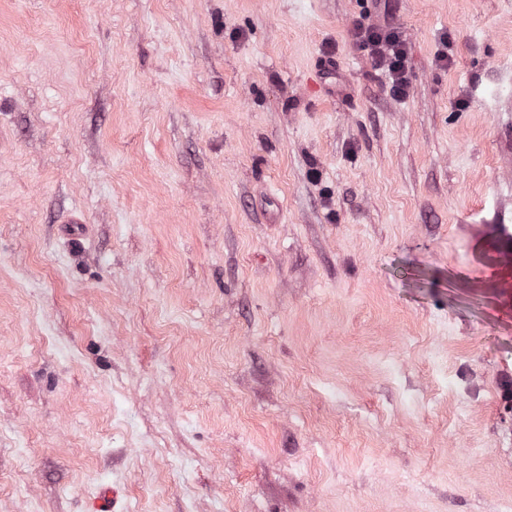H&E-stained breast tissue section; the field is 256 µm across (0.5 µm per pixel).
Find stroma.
Listing matches in <instances>:
<instances>
[{
  "mask_svg": "<svg viewBox=\"0 0 512 512\" xmlns=\"http://www.w3.org/2000/svg\"><path fill=\"white\" fill-rule=\"evenodd\" d=\"M507 138L512 0H0V512H504ZM351 34L356 45L370 57L373 66L387 74L393 94L405 96L410 81L404 30L391 23L381 25L358 20L353 24Z\"/></svg>",
  "mask_w": 512,
  "mask_h": 512,
  "instance_id": "stroma-1",
  "label": "stroma"
}]
</instances>
